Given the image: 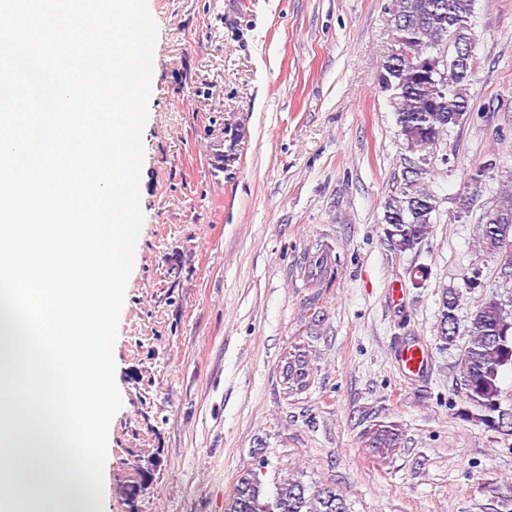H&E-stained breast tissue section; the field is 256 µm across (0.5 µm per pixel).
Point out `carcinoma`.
<instances>
[{
    "label": "carcinoma",
    "mask_w": 512,
    "mask_h": 512,
    "mask_svg": "<svg viewBox=\"0 0 512 512\" xmlns=\"http://www.w3.org/2000/svg\"><path fill=\"white\" fill-rule=\"evenodd\" d=\"M475 0H393L391 27L394 39L411 57H386L379 74L381 88L394 94V112L400 133L423 144H438L452 126L462 123L472 106L467 95L474 60L455 63L457 46L473 42L471 17ZM439 61L436 75L429 64ZM435 206L432 196L423 192H403L386 209L384 220L392 226L390 236L403 250L411 249L431 231ZM481 251L498 256L499 238L512 247V191L499 194L483 214ZM308 284L319 289L332 286L337 275L333 250L321 246L304 257ZM458 296L443 291L440 339L453 340L459 322L455 315ZM469 336L457 359L465 402L475 413L472 418L487 426H500L503 416L501 378L512 369V317L494 299L479 305L464 325ZM286 375L300 388L308 384L311 368L302 354H290ZM373 448L397 447L396 433L388 427L371 432ZM266 460L258 468L241 472L225 512H348L343 496L333 487L311 490L293 478L277 483L267 491L260 477Z\"/></svg>",
    "instance_id": "carcinoma-1"
}]
</instances>
